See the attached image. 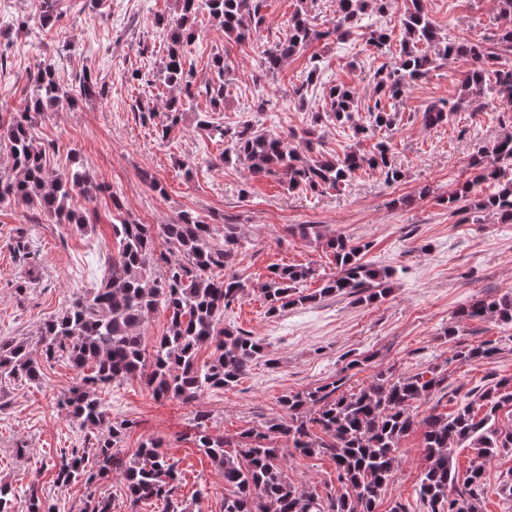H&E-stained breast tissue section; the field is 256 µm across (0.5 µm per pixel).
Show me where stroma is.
Returning <instances> with one entry per match:
<instances>
[{
    "label": "stroma",
    "instance_id": "1",
    "mask_svg": "<svg viewBox=\"0 0 512 512\" xmlns=\"http://www.w3.org/2000/svg\"><path fill=\"white\" fill-rule=\"evenodd\" d=\"M441 36L480 40L495 47L501 20L494 0H424ZM297 0H266L264 23L256 40L228 41L207 11L195 19L196 36L189 60L196 78L207 77L214 54L227 61L224 104L215 123L247 122L282 136L302 134L310 108L320 107L330 86L355 88L361 99L372 93L380 61L360 31L342 40L318 41L289 58L275 76L260 75L258 48L285 39ZM39 0H0V25L25 18L29 28L0 36V115L19 111L29 93L27 75L40 60L51 61L58 82L77 92L78 78L91 71L105 93L78 98L75 107L43 113L35 128L47 144L45 165L51 172L76 169L116 188L132 218L144 224H166L179 213L224 214L254 227L255 247L239 254L234 273L250 287L249 295L224 315L225 325L263 341L265 359L256 362L237 386L207 392L185 404L155 398L140 380L113 383L101 400L112 417L132 420L121 449L132 457L142 442L155 440L177 463L182 480L173 499L183 512H221L230 489L222 471L196 446L197 412L209 416L214 435L230 440L245 430H265L283 411V395L343 378L348 391L367 387L381 371L415 374L438 369L448 375V389L414 401L415 418L453 413L478 391L512 378V323L496 318L459 321L457 312L471 301L512 297V223L472 214L450 215L448 195L473 176L469 162L480 149L512 133V108H472L454 113L447 123L424 127L421 115L438 100H455L458 78L466 65L451 60L433 70L407 93L401 119L381 136L389 141L393 160L403 173L394 184L379 171L361 169L340 189L314 197L287 193L273 177L252 174L238 162L218 163L224 145L218 135L196 127L195 107L167 139L154 124L142 123L136 100L163 108L166 86L142 88L134 72L158 70L167 54L169 31L156 24L158 15L174 11V0H56L47 26L38 21ZM320 71L308 92V109L292 96L306 78L311 57ZM270 99L268 110L255 111L257 98ZM195 164L194 180L184 177V163ZM162 189L154 191L150 183ZM428 196H420L422 187ZM412 205H401L403 197ZM71 204L89 210L93 224L72 230L37 214L24 204L0 207V339L27 343L40 353L38 329L61 313L68 302L100 284L117 251L112 235V200L101 195L87 201L74 194ZM299 224L316 225L320 238L296 234ZM368 244L366 262L392 270L391 291L380 301L359 303L346 297L326 298L268 315L261 286L271 267L303 265L315 269L307 291L321 288L336 273L326 249L328 238ZM456 336H448L449 327ZM492 341L499 354L466 364L455 357L458 346ZM41 378L0 389V482L16 490L13 512H27L29 491L53 503L56 512H82L89 497H109L125 506L119 474L93 486L55 482L52 462L61 449L85 447V428L57 403L77 372L63 359L42 361ZM426 464L423 436L414 431L401 442L399 463L379 497L377 512L405 506L426 512L416 491ZM283 468L295 483L318 493L340 491L330 457H285ZM483 512H507V484L512 483V451L486 462Z\"/></svg>",
    "mask_w": 512,
    "mask_h": 512
}]
</instances>
